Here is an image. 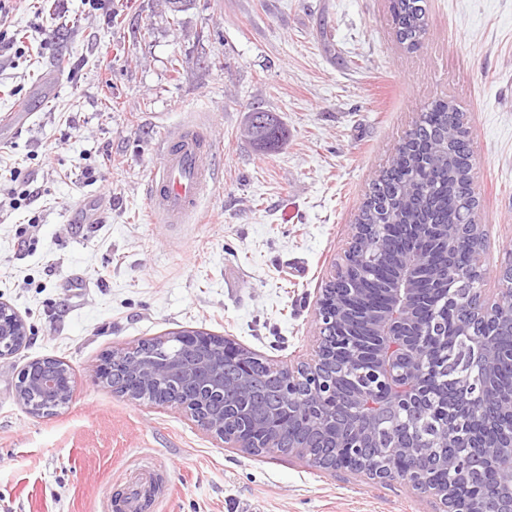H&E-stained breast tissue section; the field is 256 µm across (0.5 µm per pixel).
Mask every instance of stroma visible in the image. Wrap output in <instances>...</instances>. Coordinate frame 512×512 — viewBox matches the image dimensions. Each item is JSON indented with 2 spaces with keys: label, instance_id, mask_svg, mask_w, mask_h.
<instances>
[{
  "label": "stroma",
  "instance_id": "1",
  "mask_svg": "<svg viewBox=\"0 0 512 512\" xmlns=\"http://www.w3.org/2000/svg\"><path fill=\"white\" fill-rule=\"evenodd\" d=\"M426 4L409 51L389 0H8L0 114L21 100L34 114L0 129V302L27 329L0 359V512H104L140 457L171 471L149 512H440L404 479L230 448L184 409L92 380L113 349L182 330L278 365L309 357L359 207L439 96L467 115L483 288L497 297L512 256V0ZM255 107L286 130L274 151L245 134ZM188 119L217 143L218 179L207 223L161 234L146 184ZM91 197L99 222L74 223ZM46 357L76 387L41 417L15 385Z\"/></svg>",
  "mask_w": 512,
  "mask_h": 512
}]
</instances>
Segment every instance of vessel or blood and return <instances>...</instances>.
<instances>
[{
	"label": "vessel or blood",
	"mask_w": 512,
	"mask_h": 512,
	"mask_svg": "<svg viewBox=\"0 0 512 512\" xmlns=\"http://www.w3.org/2000/svg\"><path fill=\"white\" fill-rule=\"evenodd\" d=\"M159 154L147 185L154 224L195 223L201 199L218 177L214 141L199 123L187 122L164 137Z\"/></svg>",
	"instance_id": "vessel-or-blood-1"
}]
</instances>
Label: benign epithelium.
Wrapping results in <instances>:
<instances>
[{
	"label": "benign epithelium",
	"mask_w": 512,
	"mask_h": 512,
	"mask_svg": "<svg viewBox=\"0 0 512 512\" xmlns=\"http://www.w3.org/2000/svg\"><path fill=\"white\" fill-rule=\"evenodd\" d=\"M388 228L406 242L404 251L390 266L393 275L387 288V304L366 323L376 344L367 356L363 355L355 331L360 319L354 304L365 300L366 289L353 288L348 273L354 261L362 260L366 248L376 240L378 225L357 224L345 254V265L338 268L328 287L321 290L316 318L319 322L314 354L296 365L280 366L281 376L294 387L307 381H322L334 370L352 376V386L344 389L329 383L324 396H308L302 409L310 413L320 408L327 399L336 404L338 414L318 421L311 429L334 440L336 464L334 471L348 470V460L355 448H378L375 464L369 467L367 478L382 482L393 474L392 465L400 454H411L418 466L410 474L408 483L435 496L442 512H512V429L491 444L465 442L468 464L458 459H444L451 481L446 486L430 483L426 470L431 463V449L437 442H423L416 430V419L425 409L427 399L433 397L430 380L431 367L417 357L416 350L427 327L420 308L419 272L432 268L436 274L447 272V266L437 262L432 254L417 241L434 235L448 243L463 238L467 249L465 282L448 276V289L453 300L451 307L461 313L464 328L474 332L466 337L467 344L452 366L456 377V391L445 394L449 412L455 421L494 414L500 410L512 412V391L502 392L492 386L497 367L504 359L499 338L492 328L512 326V253L501 270L502 288L499 297L489 299L483 292L486 270L483 268L485 233L480 224L422 225L390 224ZM10 336H26L22 323L6 306L0 305V358L13 355L19 345L8 340ZM181 349L190 350L197 358L184 366L173 363L168 376L176 381L186 380L194 387L193 399L168 397V404L183 408L205 407L215 398L224 400V416L242 423L241 429L224 435L222 423L203 420V428L224 440L233 448L250 451L253 447H278L280 429L272 423H259L252 418V384L256 377L251 360L232 340L224 343L218 356L206 352L209 340L194 333L180 339ZM157 369L145 366L132 358L127 364V379L132 385L122 395L136 399L135 386H147L156 378ZM36 389L45 397L65 400L72 397L74 381L69 372L59 367L46 370L35 379ZM382 389L386 402L383 410L372 415L362 412L361 402L366 390ZM289 454L308 463L318 460L311 446L304 442L288 441ZM498 474L495 487L477 498H461L456 494L454 481L479 474L487 464Z\"/></svg>",
	"instance_id": "benign-epithelium-1"
}]
</instances>
